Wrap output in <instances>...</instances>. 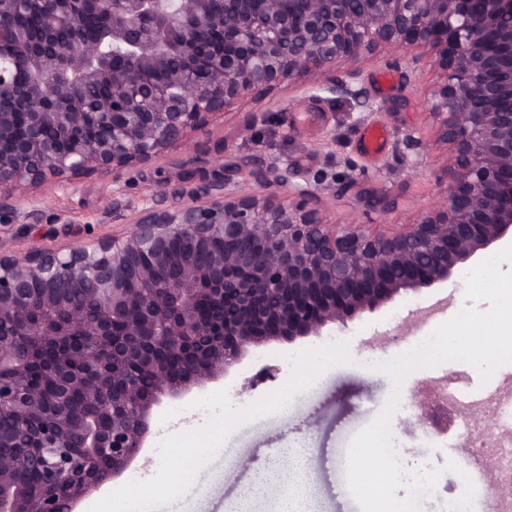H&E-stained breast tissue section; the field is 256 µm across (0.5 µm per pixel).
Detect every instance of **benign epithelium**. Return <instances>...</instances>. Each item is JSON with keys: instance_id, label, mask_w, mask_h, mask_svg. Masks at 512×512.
Masks as SVG:
<instances>
[{"instance_id": "7a95c632", "label": "benign epithelium", "mask_w": 512, "mask_h": 512, "mask_svg": "<svg viewBox=\"0 0 512 512\" xmlns=\"http://www.w3.org/2000/svg\"><path fill=\"white\" fill-rule=\"evenodd\" d=\"M34 3L35 38L19 23ZM378 52L407 79L442 76L424 103L448 188L421 213L376 231L355 216L330 223L336 179L270 153L249 191L226 168L178 207L141 200L118 235L0 246V448L15 449L0 454V512H78L139 461L164 401L512 239V0H0L6 224L36 218L17 205L35 187L88 171L112 174L121 216L122 175L199 146L215 117L287 80L356 103L361 123L382 108L358 82ZM97 125L112 137L90 136ZM418 143L403 131L395 144L412 170ZM40 350L53 353L49 395L25 376ZM415 404L421 425L440 424L426 397ZM20 472L43 475V490Z\"/></svg>"}]
</instances>
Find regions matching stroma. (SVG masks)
<instances>
[{
    "label": "stroma",
    "mask_w": 512,
    "mask_h": 512,
    "mask_svg": "<svg viewBox=\"0 0 512 512\" xmlns=\"http://www.w3.org/2000/svg\"><path fill=\"white\" fill-rule=\"evenodd\" d=\"M432 80L427 74L408 82L390 63H364L359 82L370 99L385 107L358 124L347 117L351 103L310 97L302 78L283 83L264 98L246 101L238 113L214 121L205 137L206 156H195L185 146L172 147L128 174V196L138 201L160 195L166 205L177 207L183 197L163 191L173 167H181L196 183L215 174V157L228 165H244L275 151L309 173L335 174L338 194L326 211L329 221L341 223L356 215L373 222L379 211L364 204L367 196L394 201L397 208L389 218L399 220L426 208L446 190L442 162L430 157L421 173H409L394 150L399 130L412 129L417 137L430 138L423 98ZM257 111L268 112L266 125L245 130L247 114ZM331 129L336 132L332 140L326 136ZM33 199L40 209L37 222L0 223V238L19 247L36 241L52 248L122 230L123 224L112 221L111 175L81 177L71 189L46 184L34 189ZM466 303L465 274L460 271L447 282L398 298L347 326L330 325L317 336L251 351L223 381L155 407L149 448L112 486L88 494L80 512L130 490L152 502L157 512H275L287 484L274 473L288 471L283 454L287 448L308 452L314 512H361L346 487L348 446L379 415L392 389L389 376L370 370V363L409 350ZM334 339L342 347L333 368L312 387L290 390L297 368ZM452 372L464 374L473 386L482 384L478 371L461 361L419 369L405 380L392 419V443L403 466L443 471L423 512H446L448 503L465 491L463 480L444 465L468 451L472 432L456 422L444 430L422 429L412 405L419 388ZM285 390L290 405L282 414L272 402ZM180 446L204 449L206 473L201 481L175 490L171 450Z\"/></svg>",
    "instance_id": "stroma-1"
}]
</instances>
